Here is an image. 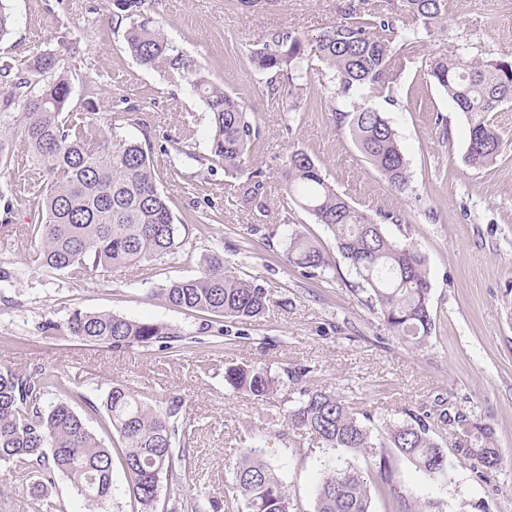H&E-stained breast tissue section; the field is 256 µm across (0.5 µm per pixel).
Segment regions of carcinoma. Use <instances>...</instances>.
I'll use <instances>...</instances> for the list:
<instances>
[{
    "mask_svg": "<svg viewBox=\"0 0 512 512\" xmlns=\"http://www.w3.org/2000/svg\"><path fill=\"white\" fill-rule=\"evenodd\" d=\"M113 6L115 22H128L127 52L143 66L163 59L186 73L188 90L206 108V153L186 138L170 139L162 148L169 157V171H178L176 161L183 157L215 163L225 173L252 182L251 198L265 207L258 199L261 172L251 169L249 160L260 128L245 102L191 67L162 30L136 22L142 0H113ZM401 13L409 22L378 7L360 11L352 5L336 29L312 39V56L305 39L294 31L269 35L249 55L257 71L286 73L288 88L283 91L274 81L267 82L271 94L282 93L286 112L301 110L312 59L324 63L333 73L335 94L360 101L351 112L328 108L336 128L348 131L364 158L400 194L409 188L408 163L388 118L364 101H395L393 62L413 52L421 33L441 24L448 0H401ZM71 52V43L60 37L23 63L0 54V166L8 167L18 158L14 139L21 138L25 163L37 174L24 190L25 202L41 213L32 231L39 243L34 261L56 271L84 274L151 263L177 253L185 224L176 223L170 197L158 187L150 143L114 124L101 128L92 102L73 104L64 65ZM427 74L467 117L465 163L474 168L493 163L502 153L503 140L488 114L512 103V60L479 59L462 46L429 62ZM281 178L285 195L331 232L386 329L409 347L422 346L434 323L424 259L415 247L388 238L372 214L336 191L306 152L296 150L285 157ZM285 256L305 271L328 266L323 251L296 230L288 234ZM161 295L173 308L233 324L259 318L270 301L267 288L239 277L217 252L203 259L197 275L168 283ZM59 330L116 352L156 344L172 349L182 340V334L162 323L82 310L73 311L62 323L42 324L47 334ZM309 373L308 368L288 369L283 379L265 368L231 366L225 369L224 380L235 392L258 400L286 391L288 428L299 435L312 434L329 448L364 455L393 448L419 471L447 475L448 453L430 438L429 422L387 424L382 441L376 443L342 396L302 385ZM85 403L94 411L103 408L105 426L118 436L132 512H159L161 477H170L177 486L190 480L188 445L193 430L185 421L182 399L170 397L160 406L143 392L119 384L112 386L101 405L88 399ZM476 430L474 442L453 448V455L475 460L485 470L497 468L499 450L490 446L487 429ZM48 454L52 468L46 475L66 476L87 512H104L112 501V451L71 405L69 388L54 374L23 376L0 366V465L10 473H27ZM377 473L380 494L395 512H409L384 455ZM234 483L248 512H302V503L290 497L283 479L254 448L239 455ZM313 512H371L368 479L349 466L323 471Z\"/></svg>",
    "mask_w": 512,
    "mask_h": 512,
    "instance_id": "1",
    "label": "carcinoma"
}]
</instances>
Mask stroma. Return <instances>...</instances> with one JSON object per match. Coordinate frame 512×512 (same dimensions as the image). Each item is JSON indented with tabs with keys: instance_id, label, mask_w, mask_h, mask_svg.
<instances>
[{
	"instance_id": "35a3bbf8",
	"label": "stroma",
	"mask_w": 512,
	"mask_h": 512,
	"mask_svg": "<svg viewBox=\"0 0 512 512\" xmlns=\"http://www.w3.org/2000/svg\"><path fill=\"white\" fill-rule=\"evenodd\" d=\"M355 0H145L142 13L164 30L182 54L212 82L241 97L260 127L252 150L263 172L265 209L244 197L245 179L222 167L194 162L168 172L160 147L191 136L204 145L205 109L181 75L164 63L141 66L124 49L112 24V0H7L14 24L0 54L24 61L67 37L73 100L92 99L99 120L148 133L155 148L159 187L177 217H191L181 250L143 267L132 265L77 277L38 266L23 199L14 202L11 237L0 238V365L20 374L58 375L77 398L88 427L105 446L117 436L102 431L87 402H100L115 384L164 401L177 396L194 431L192 478L207 497L226 501L233 466L245 448L257 447L277 469L290 495L312 507L321 471L328 466L375 469L374 459L327 448L288 429L278 399L257 401L224 383L230 365H260L272 374L305 367L306 386L340 394L372 431L383 422L461 412L487 426L502 463L478 475L456 458L447 477L417 472L389 452L392 476L407 502L428 512H512V106L491 113L503 152L484 168L466 166L468 122L444 91L430 82L426 64L464 44L479 58L512 57V0H448L443 24L422 37L415 53L396 59L399 100L372 99L397 133L408 162L410 188L398 194L361 155L349 134L330 123L328 106L350 110L332 97L330 78L315 73L310 100L299 118L283 112L266 90V74L247 57L275 31L313 37L335 29ZM317 158L330 182L349 201L387 216L385 234L413 244L425 260L435 327L426 345L409 348L393 337L367 306L335 240L281 188L280 166L291 151ZM220 213L213 222L212 213ZM398 214L400 223L389 221ZM300 231L321 247L329 266L313 275L289 265V232ZM219 251L245 279H258L270 303L242 335L204 328L199 313L175 309L159 296L168 282L197 275L204 256ZM111 312L161 322L180 332L181 346L115 352L59 333L40 331L48 319L74 310Z\"/></svg>"
}]
</instances>
